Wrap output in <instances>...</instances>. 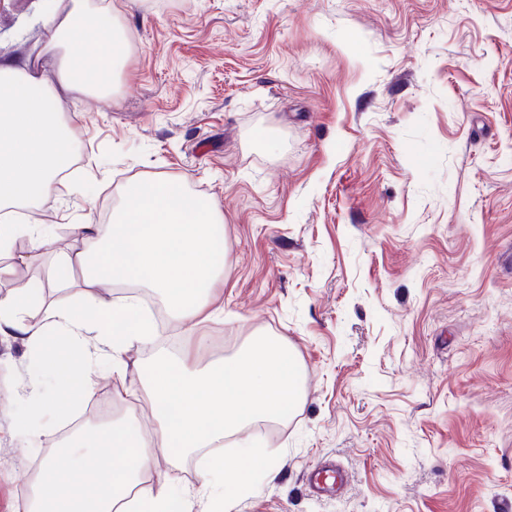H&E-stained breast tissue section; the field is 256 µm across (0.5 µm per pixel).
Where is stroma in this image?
Masks as SVG:
<instances>
[{"label": "stroma", "instance_id": "stroma-1", "mask_svg": "<svg viewBox=\"0 0 512 512\" xmlns=\"http://www.w3.org/2000/svg\"><path fill=\"white\" fill-rule=\"evenodd\" d=\"M50 0H0V54L33 53ZM111 100L66 114L64 195L27 209L54 261L0 297L64 298L75 224L108 223L133 179H186L224 215L223 318L152 320L126 345L217 359L257 334L305 372L301 406L244 433L275 478L226 512H512V0H136ZM32 353L0 335V512L78 430L152 409L133 380L33 413ZM31 428L52 423L31 444ZM348 471L315 495V467Z\"/></svg>", "mask_w": 512, "mask_h": 512}]
</instances>
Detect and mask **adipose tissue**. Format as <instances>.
<instances>
[{
    "mask_svg": "<svg viewBox=\"0 0 512 512\" xmlns=\"http://www.w3.org/2000/svg\"><path fill=\"white\" fill-rule=\"evenodd\" d=\"M118 14L113 0H67L42 19L40 52L58 58L57 66L0 55V156L10 160L0 170V256L14 265L31 260L14 253L18 237L39 248L48 233L39 224L16 223L13 208L57 196L59 175L73 164L72 138L61 122L68 99L83 95L103 102L112 95L127 43ZM91 30L97 33L92 47L74 57L73 45ZM223 221L217 204L194 196L186 181L130 182L110 223L75 227L86 247L65 259L68 269L82 275L74 302L47 305L35 326L25 320L34 293L0 298V335L22 337L36 352L34 371L50 372L62 389L46 406L90 398L99 379L122 366L117 339L149 335L137 300L97 299V285L147 286L178 322L215 318L208 304L224 272L217 235ZM138 379L156 422L153 439L126 422L73 435L43 458L31 478L38 512H170L178 500L183 512H212L216 487L246 493L257 480H273L269 463L251 456L229 459L216 446L227 434L258 420L281 419L300 403L302 371L280 339L266 337L206 363L190 350L172 356L161 347ZM152 444L176 461L210 449L200 487L191 493L163 476L147 502L130 500L129 492L151 469Z\"/></svg>",
    "mask_w": 512,
    "mask_h": 512,
    "instance_id": "adipose-tissue-1",
    "label": "adipose tissue"
}]
</instances>
